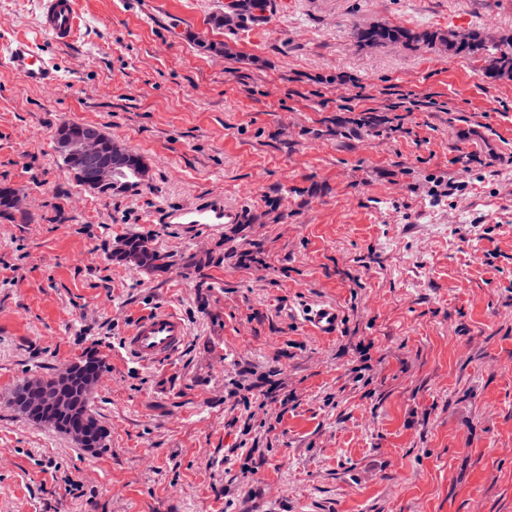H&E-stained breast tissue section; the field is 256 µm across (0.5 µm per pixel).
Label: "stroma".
Listing matches in <instances>:
<instances>
[{"label":"stroma","mask_w":512,"mask_h":512,"mask_svg":"<svg viewBox=\"0 0 512 512\" xmlns=\"http://www.w3.org/2000/svg\"><path fill=\"white\" fill-rule=\"evenodd\" d=\"M74 43L40 0H0V43L36 42L58 80L0 61V512H512V72L390 24L512 44V0H76ZM223 44V53L199 41ZM97 124L147 160L142 189L84 190L54 150ZM477 152L469 167L455 161ZM224 204L236 224H178ZM149 234L173 267L112 261ZM336 304V335L304 308ZM156 307L180 354L131 359ZM105 448L12 404L88 354ZM39 26L57 45L72 41L80 26L75 0H41ZM251 1L254 2V7L251 5ZM227 0L225 3L226 12L224 18L236 19L237 22H242L246 18L250 11H254V8L258 10H264L267 2L265 0ZM353 36L360 45L364 46L424 42L429 45L439 43L445 47L448 54L454 56H471L481 52L483 70L488 77H496L506 71L512 72V51L489 46L477 34H470L469 42L459 44L454 33H448V35L440 32L418 33L400 26L378 24L366 28L356 27ZM184 320L167 308H155L142 315L133 330L123 337L127 354L141 364H154L176 356L186 343Z\"/></svg>","instance_id":"35a3bbf8"}]
</instances>
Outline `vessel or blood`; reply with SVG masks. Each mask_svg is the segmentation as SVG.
<instances>
[{"label": "vessel or blood", "instance_id": "b4317fda", "mask_svg": "<svg viewBox=\"0 0 512 512\" xmlns=\"http://www.w3.org/2000/svg\"><path fill=\"white\" fill-rule=\"evenodd\" d=\"M39 26L55 44L72 41L80 26L75 0H41ZM7 65L35 87L44 86L56 77L52 62L27 41L10 45ZM185 217L192 224H210L220 219L234 224L241 219L238 211L218 205L186 212ZM303 321L314 333L333 336L339 329L341 315L335 304L325 303L308 308ZM187 338L188 328L184 320L174 311L159 307L137 319L132 331L124 336L123 347L130 357L148 365L176 356Z\"/></svg>", "mask_w": 512, "mask_h": 512}]
</instances>
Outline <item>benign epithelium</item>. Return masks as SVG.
Segmentation results:
<instances>
[{
  "instance_id": "obj_1",
  "label": "benign epithelium",
  "mask_w": 512,
  "mask_h": 512,
  "mask_svg": "<svg viewBox=\"0 0 512 512\" xmlns=\"http://www.w3.org/2000/svg\"><path fill=\"white\" fill-rule=\"evenodd\" d=\"M224 18L244 21L254 10L251 0H226ZM67 171L88 192L97 195L133 192L147 182L149 167L142 156H126L112 133L92 124H67L54 140Z\"/></svg>"
}]
</instances>
